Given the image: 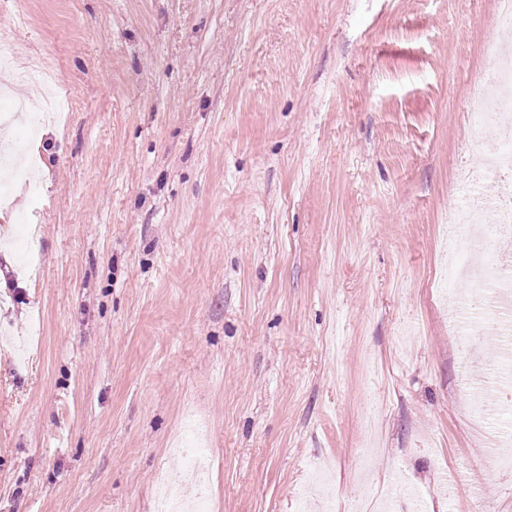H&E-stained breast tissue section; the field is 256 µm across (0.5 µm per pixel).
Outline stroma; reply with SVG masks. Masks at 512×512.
Segmentation results:
<instances>
[{
	"mask_svg": "<svg viewBox=\"0 0 512 512\" xmlns=\"http://www.w3.org/2000/svg\"><path fill=\"white\" fill-rule=\"evenodd\" d=\"M496 0H0L69 109L0 212V512H156L189 422L213 512H512L470 431L443 226ZM370 453L368 469L358 467ZM332 470L331 493L310 487Z\"/></svg>",
	"mask_w": 512,
	"mask_h": 512,
	"instance_id": "1",
	"label": "stroma"
}]
</instances>
